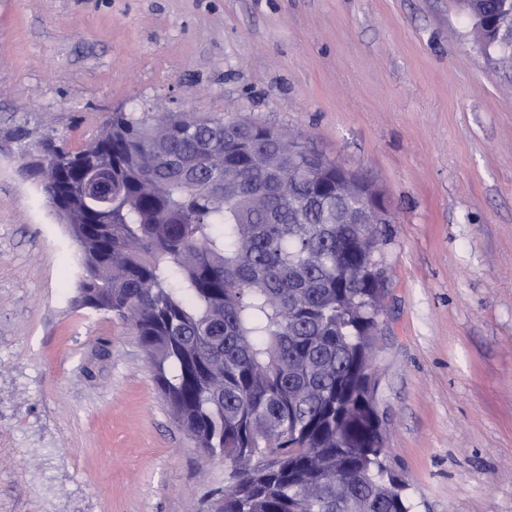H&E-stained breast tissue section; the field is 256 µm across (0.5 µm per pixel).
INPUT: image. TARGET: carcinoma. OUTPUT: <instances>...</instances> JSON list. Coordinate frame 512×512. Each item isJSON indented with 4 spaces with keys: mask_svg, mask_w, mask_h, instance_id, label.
<instances>
[{
    "mask_svg": "<svg viewBox=\"0 0 512 512\" xmlns=\"http://www.w3.org/2000/svg\"><path fill=\"white\" fill-rule=\"evenodd\" d=\"M500 23L512 0H465ZM243 126L221 115L114 112L78 149L41 142L32 175L80 247L76 301L137 337L171 416L231 480L212 512H409L383 461L372 351L386 295L378 228L266 147L224 184Z\"/></svg>",
    "mask_w": 512,
    "mask_h": 512,
    "instance_id": "cac0c4a2",
    "label": "carcinoma"
}]
</instances>
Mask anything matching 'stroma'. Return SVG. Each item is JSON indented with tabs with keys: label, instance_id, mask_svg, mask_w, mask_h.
I'll return each instance as SVG.
<instances>
[{
	"label": "stroma",
	"instance_id": "35a3bbf8",
	"mask_svg": "<svg viewBox=\"0 0 512 512\" xmlns=\"http://www.w3.org/2000/svg\"><path fill=\"white\" fill-rule=\"evenodd\" d=\"M114 112L249 117L375 184L385 461L412 512H512V68L451 0H0V512H210L230 474L22 168Z\"/></svg>",
	"mask_w": 512,
	"mask_h": 512
}]
</instances>
